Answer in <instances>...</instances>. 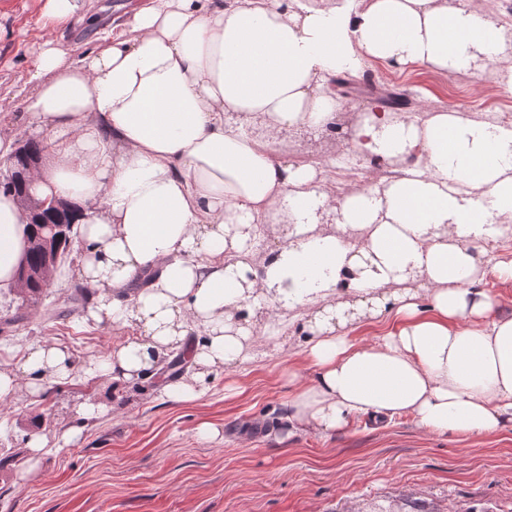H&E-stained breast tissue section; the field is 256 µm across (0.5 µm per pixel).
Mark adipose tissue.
Wrapping results in <instances>:
<instances>
[{"mask_svg":"<svg viewBox=\"0 0 512 512\" xmlns=\"http://www.w3.org/2000/svg\"><path fill=\"white\" fill-rule=\"evenodd\" d=\"M88 0H43L49 34L23 101L32 136L51 134L36 181L67 201L85 250L90 315L136 330L97 371L126 386L169 352L191 371L165 397L192 401L207 374L253 361L252 319L279 337L303 320L312 377L293 384L291 427L328 433L359 414L408 416L425 432L481 438L512 425V316L481 283L512 281V129L445 108L367 102L345 159L383 161L336 199L328 166L289 160L288 137L347 107L332 81L370 62L483 78L512 92V35L470 0H148L119 34L79 55L57 30ZM27 210L0 191V287L26 251ZM334 232H324L325 224ZM263 224L285 241L254 244ZM389 321L372 342L348 328ZM42 345L20 375L71 378ZM285 229L280 224H265L262 227L261 236L257 239L255 248L265 255L283 243Z\"/></svg>","mask_w":512,"mask_h":512,"instance_id":"obj_1","label":"adipose tissue"}]
</instances>
